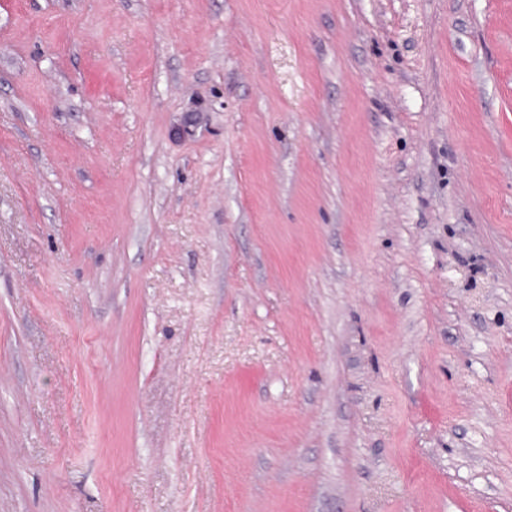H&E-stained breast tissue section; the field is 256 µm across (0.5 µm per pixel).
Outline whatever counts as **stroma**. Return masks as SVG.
<instances>
[{
    "instance_id": "stroma-1",
    "label": "stroma",
    "mask_w": 512,
    "mask_h": 512,
    "mask_svg": "<svg viewBox=\"0 0 512 512\" xmlns=\"http://www.w3.org/2000/svg\"><path fill=\"white\" fill-rule=\"evenodd\" d=\"M0 512H512V0H0Z\"/></svg>"
}]
</instances>
